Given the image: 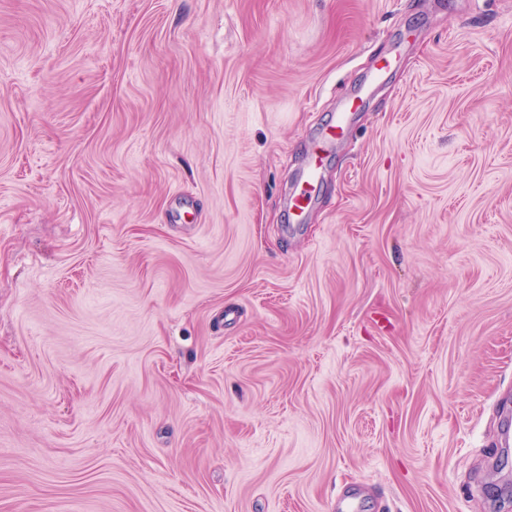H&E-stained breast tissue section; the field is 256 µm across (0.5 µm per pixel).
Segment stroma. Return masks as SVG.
Listing matches in <instances>:
<instances>
[{
  "mask_svg": "<svg viewBox=\"0 0 512 512\" xmlns=\"http://www.w3.org/2000/svg\"><path fill=\"white\" fill-rule=\"evenodd\" d=\"M507 415L512 0H0V512H499ZM362 103V96L356 95L349 99L336 116V121L327 126L315 143L310 153V161L301 178V187L298 193L293 194L290 200L289 221L292 224L302 223V217L313 197L319 190L318 171L323 163L324 153L333 147L340 138L345 122L350 114L356 112Z\"/></svg>",
  "mask_w": 512,
  "mask_h": 512,
  "instance_id": "35a3bbf8",
  "label": "stroma"
}]
</instances>
